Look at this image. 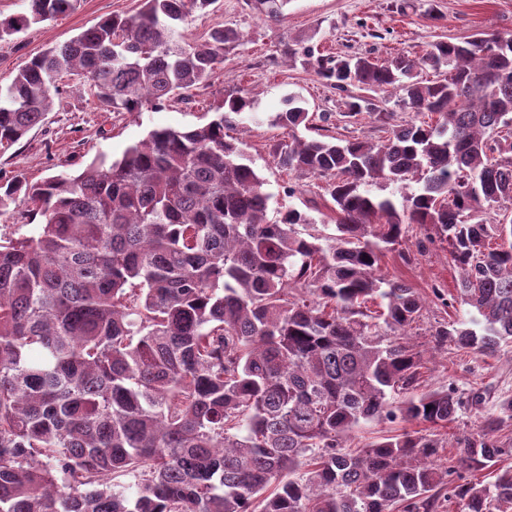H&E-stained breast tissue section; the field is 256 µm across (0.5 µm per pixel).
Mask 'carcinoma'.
<instances>
[{"mask_svg": "<svg viewBox=\"0 0 512 512\" xmlns=\"http://www.w3.org/2000/svg\"><path fill=\"white\" fill-rule=\"evenodd\" d=\"M77 2L28 0L0 17V38ZM289 2L257 0L272 20ZM215 3L141 0L45 50L0 86V153L51 111L64 78L114 112L158 109L209 82L238 33L196 41L180 27ZM316 63L341 92L400 89L415 114L350 96L346 116L387 136L343 139L322 133L299 96L284 99L270 120L288 131L277 165L325 180L336 206L326 235L296 209L268 219L264 179L227 134L258 108L240 89L207 123L153 129L110 163L0 184V214L15 208L32 226L0 238V512H436L445 488L463 512H512V469L500 466L512 437L498 436L512 397L453 444L493 481L439 463L434 429L484 398L415 393L424 353L409 332L424 302L379 274L410 225H432L459 273L453 302L480 316L474 328L437 323L434 347L488 356L512 343V219L487 216L512 201V35ZM380 183L400 201L374 196ZM384 419L433 431L346 445Z\"/></svg>", "mask_w": 512, "mask_h": 512, "instance_id": "1", "label": "carcinoma"}]
</instances>
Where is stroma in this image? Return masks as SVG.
Here are the masks:
<instances>
[{
  "label": "stroma",
  "instance_id": "obj_1",
  "mask_svg": "<svg viewBox=\"0 0 512 512\" xmlns=\"http://www.w3.org/2000/svg\"><path fill=\"white\" fill-rule=\"evenodd\" d=\"M139 0H80L77 8L52 20L0 39V86L47 48L59 45L112 15H132ZM216 27L240 33L239 42L227 45L224 63L206 85L186 99H174L157 110L113 112L95 98L63 86L53 108L6 153L0 154V180L21 177L31 182L62 172L79 173L99 156L115 159L155 128H182L209 121L229 90L245 89L258 96L259 122L238 126L232 137L243 140L255 169L271 193L269 215L294 208L310 215L316 226L333 223L336 215L324 180L281 170L274 151L287 142L282 129L270 119L283 109L286 95H300L317 125L329 127L341 138L379 139L370 118L352 123L344 117L346 95L364 96L386 112L407 116L399 90H366L359 86L340 92L311 66L285 58V42H300L315 55L371 56L380 59L404 54L422 55L437 41L460 42L481 31L512 34V0H290L283 16L273 22L259 15L250 0H217L213 9L194 13L186 27L189 38L200 40ZM400 252H385L379 272L402 281L424 298L426 308L412 339L420 349L434 351L423 370L421 387L448 385L461 390L480 389L487 405L512 396V348L494 356H479L446 345L434 348L429 330L449 320L470 321L466 306H445L455 293L457 271L448 262V246L430 227L412 226Z\"/></svg>",
  "mask_w": 512,
  "mask_h": 512
}]
</instances>
